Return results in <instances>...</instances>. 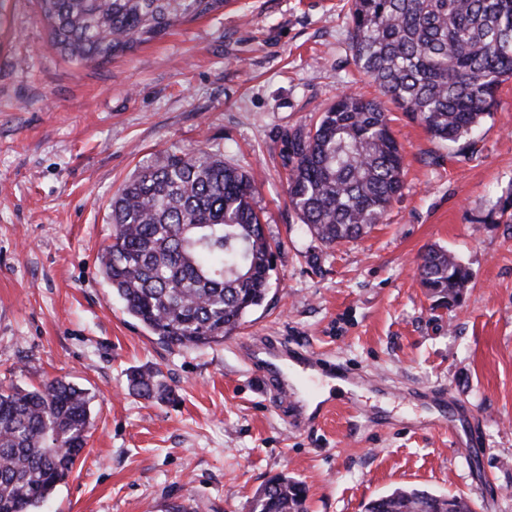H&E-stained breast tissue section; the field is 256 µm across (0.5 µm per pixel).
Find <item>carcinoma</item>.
I'll list each match as a JSON object with an SVG mask.
<instances>
[{
  "label": "carcinoma",
  "mask_w": 512,
  "mask_h": 512,
  "mask_svg": "<svg viewBox=\"0 0 512 512\" xmlns=\"http://www.w3.org/2000/svg\"><path fill=\"white\" fill-rule=\"evenodd\" d=\"M216 0H38L61 56L109 61L176 22L204 15ZM357 67L380 93L441 142L468 135L493 111L512 77V0H348ZM404 154L380 102L343 93L309 130L286 136L281 153L288 199L301 223L328 247L382 222L403 186ZM255 178L207 150L169 153L112 199L104 275L129 315L177 348L224 341L262 306L273 248L253 200ZM423 288L458 303L469 269L428 247ZM157 369H134L132 390L168 399ZM91 397L60 377L36 387H0V512H40L72 473L93 426ZM251 512H309L304 485L270 480ZM365 512H473L462 496L397 488Z\"/></svg>",
  "instance_id": "carcinoma-1"
}]
</instances>
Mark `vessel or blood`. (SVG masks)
I'll list each match as a JSON object with an SVG mask.
<instances>
[{
  "mask_svg": "<svg viewBox=\"0 0 512 512\" xmlns=\"http://www.w3.org/2000/svg\"><path fill=\"white\" fill-rule=\"evenodd\" d=\"M240 351L252 374L261 378L277 411L299 430L318 425L324 416L316 397L323 378L330 377L349 385L377 386L368 373L349 368L287 341L271 336L249 337ZM415 398L433 409V422L445 421L465 411L463 401L444 389L418 390Z\"/></svg>",
  "mask_w": 512,
  "mask_h": 512,
  "instance_id": "1",
  "label": "vessel or blood"
}]
</instances>
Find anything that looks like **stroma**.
Listing matches in <instances>:
<instances>
[{"instance_id":"stroma-1","label":"stroma","mask_w":512,"mask_h":512,"mask_svg":"<svg viewBox=\"0 0 512 512\" xmlns=\"http://www.w3.org/2000/svg\"><path fill=\"white\" fill-rule=\"evenodd\" d=\"M345 2L220 0L81 66L54 50L37 0H0V383L64 376L92 397L88 445L42 512H250L283 473L305 485L309 512H364L398 487L512 512V79L456 143L385 103L402 191L383 223L326 247L289 204L280 154L338 94L379 95L354 62ZM200 149L254 174L274 270L264 304L223 342L171 348L127 314L99 255L122 185ZM431 245L471 272L458 304L436 306L419 283ZM248 336L310 347L397 393L351 388L318 428L294 430L248 377ZM143 365L171 400L129 390ZM434 386L475 424L411 429L427 412L403 392Z\"/></svg>"}]
</instances>
